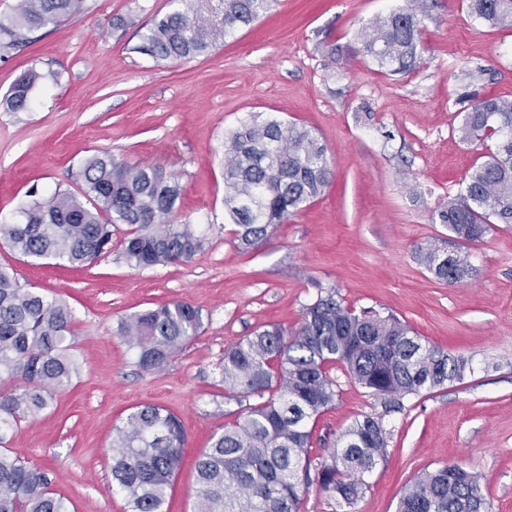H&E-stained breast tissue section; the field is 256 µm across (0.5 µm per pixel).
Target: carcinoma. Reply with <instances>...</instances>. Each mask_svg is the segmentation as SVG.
Returning a JSON list of instances; mask_svg holds the SVG:
<instances>
[{"instance_id":"carcinoma-1","label":"carcinoma","mask_w":512,"mask_h":512,"mask_svg":"<svg viewBox=\"0 0 512 512\" xmlns=\"http://www.w3.org/2000/svg\"><path fill=\"white\" fill-rule=\"evenodd\" d=\"M154 19L139 50L182 61L209 53L253 24L275 0H181ZM85 0H20L0 18V49L26 31L74 16ZM424 0L378 18L354 50L391 74L415 70L422 59L419 15ZM485 24L512 29V0H468ZM41 75L17 80L0 101L6 112L28 107ZM462 140H495L463 189L438 212L440 223L465 247L494 224L512 223V100L486 97L471 105ZM326 148L306 127L275 115H253L224 141V223L248 249L321 196L333 179ZM78 192L58 191L23 210L24 221L0 224V242L30 259L59 258L88 266L112 251V228L126 225L121 255L131 266L187 263L203 249L194 224L169 219L180 186L157 165L118 162L100 151L84 164ZM421 262L448 284L472 272L467 259L436 246ZM72 311L63 301L24 288L0 269V445L25 419L50 407L52 396L79 372L71 354ZM201 312L171 301L126 317L119 335L136 352L138 367L163 369L202 327ZM339 364L389 410L399 399L464 378L467 362L427 345L392 315L356 313L334 295L318 296L300 326L254 332L224 350V387L257 398L247 415L224 425L197 462L196 512H301L316 486L337 503L353 505L367 488L365 475L387 456L383 421L370 414L342 434L329 461L313 462L309 425L336 401ZM186 435L180 419L157 405L134 408L112 437V486L128 512H163L181 466ZM0 512H75L52 490L49 473L0 450ZM397 512H486L478 475L457 466L422 472L399 498Z\"/></svg>"}]
</instances>
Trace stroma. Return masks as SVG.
I'll return each instance as SVG.
<instances>
[{
  "label": "stroma",
  "instance_id": "35a3bbf8",
  "mask_svg": "<svg viewBox=\"0 0 512 512\" xmlns=\"http://www.w3.org/2000/svg\"><path fill=\"white\" fill-rule=\"evenodd\" d=\"M406 0H279L209 54L159 61L137 47L173 0H86L85 11L28 33L0 57V98L28 71L42 78L22 112L0 109V222L32 198L78 191L91 155L157 164L178 181L172 219L209 225L190 262L134 269L111 255L74 269L33 261L0 243V266L20 285L65 300L74 314L69 388L23 421L10 455L47 470L75 512H126L112 488L110 442L132 407L173 412L186 434L165 512H194L195 462L254 397L225 391L224 350L267 324L296 329L317 295L406 321L426 342L471 362L464 380L409 395L398 410L333 366L338 396L318 419L311 455L327 459L365 414L389 432L387 457L348 512H396L423 470L455 465L481 478L489 512H512V224L468 246L474 268L456 284L419 259L427 244L456 245L437 213L485 153L461 141L465 111L481 97L512 99V30L476 20L466 0H427L422 62L389 75L370 59H333ZM306 126L325 145L334 179L325 192L252 249L224 229L225 135L249 116ZM181 300L203 325L158 372L139 369L120 321Z\"/></svg>",
  "mask_w": 512,
  "mask_h": 512
}]
</instances>
